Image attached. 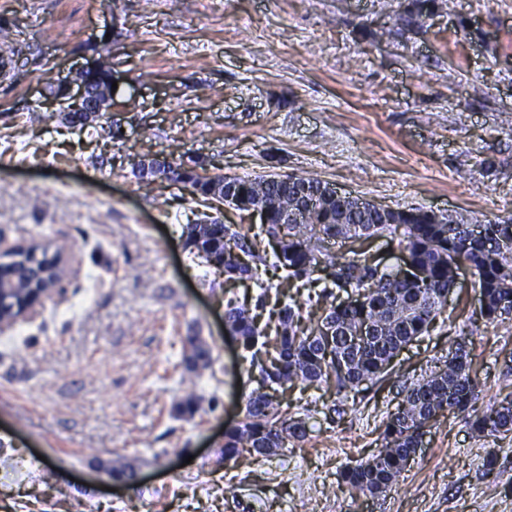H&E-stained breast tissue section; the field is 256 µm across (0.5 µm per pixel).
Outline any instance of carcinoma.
I'll return each mask as SVG.
<instances>
[{
    "label": "carcinoma",
    "mask_w": 512,
    "mask_h": 512,
    "mask_svg": "<svg viewBox=\"0 0 512 512\" xmlns=\"http://www.w3.org/2000/svg\"><path fill=\"white\" fill-rule=\"evenodd\" d=\"M179 181L192 194L210 197L206 178L183 173ZM228 204L239 211L260 210L267 215L266 233L277 240L272 267L283 272V282L262 288L255 302L233 294L224 297V319L239 341L249 367L258 371L257 387L247 396L245 418L224 432L221 455L236 461L247 454L267 457L288 441L307 436L305 422L279 409V393L300 381L318 386L333 377L337 392L348 394L392 368L390 360L407 344L428 332L448 292L455 287L459 264L465 262L477 276L485 295L482 317L495 321L512 312V224L490 222L483 234L473 225L417 208L376 210L326 193V184L314 177L281 179L261 176L234 178ZM296 211L295 224L281 223L283 211ZM403 229L399 244L418 274L401 278L369 264L340 265L325 244L337 239L368 240ZM187 245L206 263L224 273V284L236 286L259 280L258 265L267 253L227 224L205 219L191 225ZM49 246L21 251L16 261L0 262V279L51 265ZM329 271L336 287L355 296L345 301L327 289L316 294L323 307L316 323L302 326L299 308L284 300L282 288ZM367 325L371 332L358 335ZM184 362L189 369L207 368L212 361L209 345L198 336L187 337ZM472 359L457 350L445 369L412 387L402 407L386 421L382 448L372 459L341 472L351 489L377 495L396 480L409 455L419 447L424 430L446 410L467 412L474 399ZM479 436L512 432V400L470 418Z\"/></svg>",
    "instance_id": "cac0c4a2"
}]
</instances>
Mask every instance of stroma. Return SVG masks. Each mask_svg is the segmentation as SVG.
I'll list each match as a JSON object with an SVG mask.
<instances>
[{
  "instance_id": "1",
  "label": "stroma",
  "mask_w": 512,
  "mask_h": 512,
  "mask_svg": "<svg viewBox=\"0 0 512 512\" xmlns=\"http://www.w3.org/2000/svg\"><path fill=\"white\" fill-rule=\"evenodd\" d=\"M2 56L0 246L74 257L0 335V512H512V433L477 435L465 413L439 417L387 492L340 479L456 348L477 371L475 412L512 399V315L482 319L468 269L386 380L346 399L294 388L306 439L224 461L255 383L224 331V275L184 230L204 211L250 236L263 225L133 173L160 156L311 176L463 224L512 219V0H437L423 18L414 0H0ZM97 64L113 110L72 129L48 87ZM190 336L209 368H186ZM128 462L135 481L114 483L107 468ZM55 253L57 257V268L56 273L57 280L54 284L48 286V287H41V288H31L32 292L26 299V301L23 303V305L19 308L16 306L13 307L12 313H14L13 316L7 317L3 316L0 317V332L1 334L12 328L16 322L20 319L26 320V319H32L37 313V306L41 304V302L46 299L50 298L54 294L55 286L57 283L69 272L70 270V261H71V252L66 248H58L56 249L53 254ZM54 255V257H55ZM55 257V259H56Z\"/></svg>"
}]
</instances>
